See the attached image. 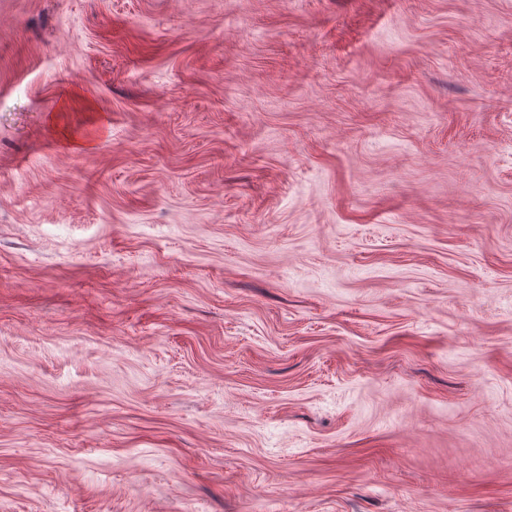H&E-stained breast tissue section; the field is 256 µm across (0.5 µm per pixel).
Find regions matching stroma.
<instances>
[{"mask_svg":"<svg viewBox=\"0 0 512 512\" xmlns=\"http://www.w3.org/2000/svg\"><path fill=\"white\" fill-rule=\"evenodd\" d=\"M0 512H512V0H0Z\"/></svg>","mask_w":512,"mask_h":512,"instance_id":"stroma-1","label":"stroma"}]
</instances>
